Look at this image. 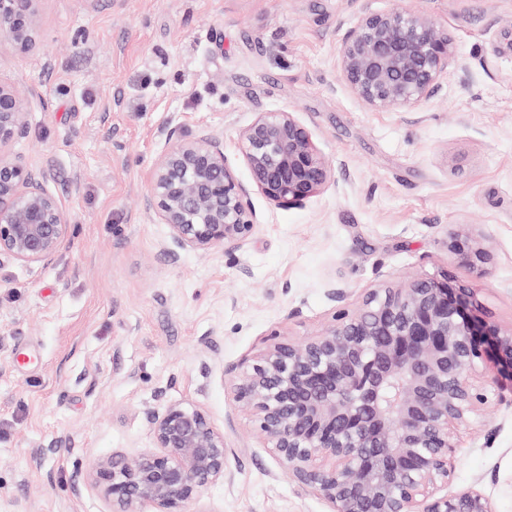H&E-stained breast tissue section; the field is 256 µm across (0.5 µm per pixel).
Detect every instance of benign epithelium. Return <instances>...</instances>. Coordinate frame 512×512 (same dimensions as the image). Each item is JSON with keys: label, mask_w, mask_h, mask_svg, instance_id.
<instances>
[{"label": "benign epithelium", "mask_w": 512, "mask_h": 512, "mask_svg": "<svg viewBox=\"0 0 512 512\" xmlns=\"http://www.w3.org/2000/svg\"><path fill=\"white\" fill-rule=\"evenodd\" d=\"M38 0H0V33L21 50L35 42ZM456 50L428 16H361L342 37L339 77L376 111H414L440 88ZM26 128L22 90L0 82V256L43 263L69 224L43 174L4 149ZM171 144L149 176L147 206L169 228L168 256L244 250L256 231L250 189L287 206L320 192L333 167L291 112H262L240 131L235 174L224 142L207 130ZM453 255L488 260L485 238L448 243ZM488 369L512 392V328L476 314L468 288L412 278L368 290L318 336L275 345L234 380L235 405L301 484L332 512H496L477 486L448 492L460 426L485 403ZM154 449L93 463L90 476L112 512H192L201 492L224 481V434L199 409L173 402L145 413Z\"/></svg>", "instance_id": "benign-epithelium-1"}]
</instances>
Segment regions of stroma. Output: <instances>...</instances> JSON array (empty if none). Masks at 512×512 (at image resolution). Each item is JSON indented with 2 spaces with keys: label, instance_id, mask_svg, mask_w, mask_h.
<instances>
[{
  "label": "stroma",
  "instance_id": "1",
  "mask_svg": "<svg viewBox=\"0 0 512 512\" xmlns=\"http://www.w3.org/2000/svg\"><path fill=\"white\" fill-rule=\"evenodd\" d=\"M401 9L444 29L456 63L419 110L375 111L340 80V41ZM37 29L26 52L0 35V81L26 92L9 151L70 231L48 264L0 257V512H112L92 463L150 450L144 414L172 402L227 448L194 512H331L233 404L231 372L319 335L332 284L353 310L384 283L445 279L512 328V0H39ZM281 111L329 157L330 184L286 207L252 192L244 251L171 260L146 205L167 131L217 135L245 182L240 131ZM462 225L486 238L485 263L449 254ZM479 385L454 484L512 512V405Z\"/></svg>",
  "mask_w": 512,
  "mask_h": 512
}]
</instances>
